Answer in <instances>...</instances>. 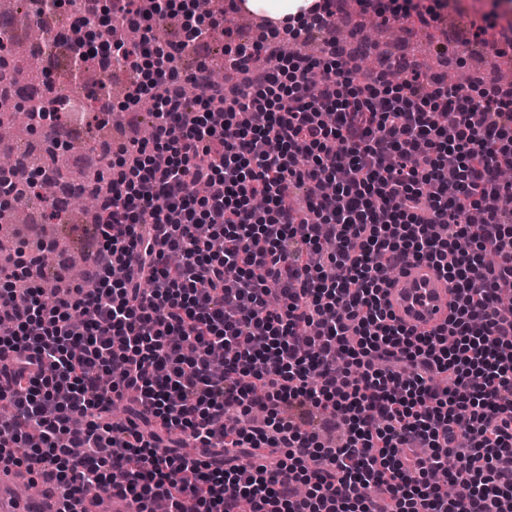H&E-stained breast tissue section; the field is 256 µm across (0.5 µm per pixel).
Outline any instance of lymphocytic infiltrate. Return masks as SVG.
<instances>
[{
	"instance_id": "f902f5d3",
	"label": "lymphocytic infiltrate",
	"mask_w": 512,
	"mask_h": 512,
	"mask_svg": "<svg viewBox=\"0 0 512 512\" xmlns=\"http://www.w3.org/2000/svg\"><path fill=\"white\" fill-rule=\"evenodd\" d=\"M113 7L105 58L134 69L122 107L152 102V138L112 150L83 283L43 300L41 250L9 241L0 452L62 502L93 484L138 512H512V81L412 66L392 83L329 39L332 0L263 21L233 54L269 64L239 82L204 63L181 79L217 24L201 13L144 78L175 0ZM313 31L324 58L280 52ZM412 261L455 292L419 335L382 304L385 273Z\"/></svg>"
}]
</instances>
